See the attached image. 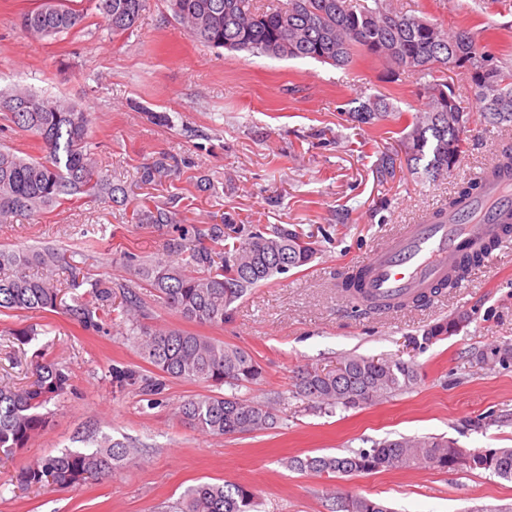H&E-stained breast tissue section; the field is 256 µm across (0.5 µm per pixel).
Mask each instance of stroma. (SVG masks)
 <instances>
[{"label":"stroma","mask_w":512,"mask_h":512,"mask_svg":"<svg viewBox=\"0 0 512 512\" xmlns=\"http://www.w3.org/2000/svg\"><path fill=\"white\" fill-rule=\"evenodd\" d=\"M36 0H0V90L21 86L84 106L98 170L118 187L116 201L65 204L40 216L0 224V249L54 248L90 279L135 284L124 255L164 254L181 230L224 219L241 228L283 225L317 242L313 261L274 276L237 301L207 334L249 352L264 380L254 399L279 393L280 423L264 432L206 437L180 423L179 403L205 385L173 380L163 394L117 391L116 365L145 367L125 329H86L63 311L0 315V383L26 379V365L46 353L71 378V390L46 407L50 423L23 451L0 453V512H167L201 482L242 483L260 512H330L329 492L362 495L391 512H512V481L479 469L424 465L328 479L288 469L291 456L345 453L403 436H441L463 448H512V364L476 362L512 342V240L498 246L433 303L384 317L353 307L340 293L349 267L402 225L447 206L512 131L478 119L468 82L449 75L474 115L467 150L450 175L422 180L397 166L381 181L379 154L391 146L383 127L352 123L354 100L386 97L406 114L425 100L413 78L356 53L346 67L214 48L194 40L169 0H148L140 26L111 34L92 14L73 35L41 38L21 31ZM396 9L469 28L497 60L512 62V0H392ZM166 156L176 173L163 185L139 180L143 164ZM175 201L178 221L137 224L145 194ZM458 334L419 348L411 339L454 315ZM36 328L22 344L13 331ZM412 363L415 387L371 406L318 414L293 397L304 367L331 368L347 355ZM143 448L141 459L67 489L20 488V468L42 456L95 448L103 437Z\"/></svg>","instance_id":"obj_1"}]
</instances>
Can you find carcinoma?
<instances>
[{"label": "carcinoma", "mask_w": 512, "mask_h": 512, "mask_svg": "<svg viewBox=\"0 0 512 512\" xmlns=\"http://www.w3.org/2000/svg\"><path fill=\"white\" fill-rule=\"evenodd\" d=\"M174 15L191 37L212 47L246 51L278 59H313L346 66L360 50L384 60L419 81L427 99L424 111L406 117L392 110L387 99L373 96L348 112L351 121L380 126L404 122L399 149L383 152L376 176H394L397 161L423 169L424 178L452 173L465 150L470 116L461 110L453 87L442 80L452 72L463 76L481 106L480 118L496 128L512 127V68L502 66L479 44V34L459 28L453 32L425 18L391 8L388 0H284L260 10L253 0H170ZM146 0H38L20 17L24 29L37 36L59 37L83 24L96 9L113 34L134 30ZM0 111L14 129L42 143L41 157L22 156L0 148V223L26 213L38 216L56 204L111 199L117 191L99 174L88 147V113L61 99L15 88L0 93ZM425 165H420V162ZM172 169L161 159L142 167L141 183H162ZM140 224H174L176 212L166 205H144L136 213ZM227 225L208 224L182 232L166 252L185 257L177 264L164 258L140 261L128 257L133 273L156 293L158 302L183 319L199 325L221 326L229 308L277 274L308 265L316 255L314 242L299 229L242 230L240 240L217 251L206 241L226 237ZM64 259L57 250L35 255L0 249V314L47 312L63 304L62 284L53 268ZM120 298L119 304L113 299ZM71 316L87 328L111 321L139 330L136 343L151 371L112 367V387L137 388L158 396L167 382L195 381L217 389L180 403L177 418L210 437L256 433L278 423L276 396L258 401L236 391L260 384L263 368L246 350L201 333L179 328L148 329L141 323L151 309L125 282L90 284L72 296ZM466 318L453 317L431 326L422 336L427 344L463 327ZM32 380L22 386H0V448L13 453L27 447L48 423L41 412L53 398L67 393L69 376L54 361L38 354L30 363ZM417 383L415 368L393 357L348 355L334 370L305 367L298 371L295 391L314 412L358 409L366 402L408 391ZM232 389L221 394L222 387ZM139 450L118 440L104 439L93 450H65L38 458L23 467L17 482L25 487L80 485L108 475L136 458ZM426 463L441 470L480 469L512 480V448H490L464 456L458 445L443 437H401L369 449L344 454L292 457L288 467L327 476H351L404 469ZM257 492L237 483L202 482L187 488L173 512H258ZM338 512H390L384 504L345 496Z\"/></svg>", "instance_id": "obj_1"}]
</instances>
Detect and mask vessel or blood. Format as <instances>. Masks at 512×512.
Listing matches in <instances>:
<instances>
[{"label": "vessel or blood", "instance_id": "1", "mask_svg": "<svg viewBox=\"0 0 512 512\" xmlns=\"http://www.w3.org/2000/svg\"><path fill=\"white\" fill-rule=\"evenodd\" d=\"M478 178L479 194L457 197L453 207L404 225L358 262L361 307L431 297L454 277L463 254L485 253L491 241L503 240L505 223H512V170L492 162Z\"/></svg>", "mask_w": 512, "mask_h": 512}]
</instances>
